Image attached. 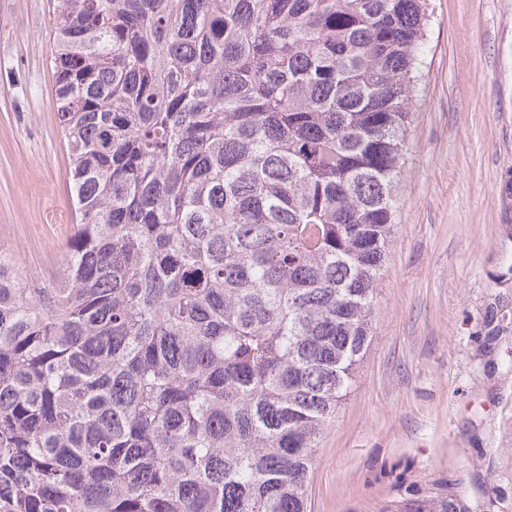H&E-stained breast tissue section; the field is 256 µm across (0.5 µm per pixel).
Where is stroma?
I'll list each match as a JSON object with an SVG mask.
<instances>
[{
  "label": "stroma",
  "mask_w": 512,
  "mask_h": 512,
  "mask_svg": "<svg viewBox=\"0 0 512 512\" xmlns=\"http://www.w3.org/2000/svg\"><path fill=\"white\" fill-rule=\"evenodd\" d=\"M58 0H0V246L30 286L73 230ZM375 340L320 443L310 512L442 493L512 512V0H430Z\"/></svg>",
  "instance_id": "35a3bbf8"
}]
</instances>
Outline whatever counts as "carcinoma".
<instances>
[{
    "label": "carcinoma",
    "instance_id": "cac0c4a2",
    "mask_svg": "<svg viewBox=\"0 0 512 512\" xmlns=\"http://www.w3.org/2000/svg\"><path fill=\"white\" fill-rule=\"evenodd\" d=\"M428 17L61 0L76 224L40 287L0 250V512H308L373 341Z\"/></svg>",
    "mask_w": 512,
    "mask_h": 512
}]
</instances>
